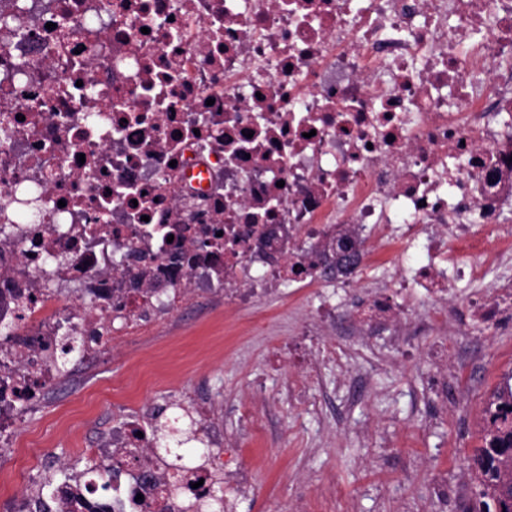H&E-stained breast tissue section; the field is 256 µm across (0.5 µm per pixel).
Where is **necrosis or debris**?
<instances>
[{
	"label": "necrosis or debris",
	"instance_id": "4bbe7bcc",
	"mask_svg": "<svg viewBox=\"0 0 512 512\" xmlns=\"http://www.w3.org/2000/svg\"><path fill=\"white\" fill-rule=\"evenodd\" d=\"M0 440L54 377L49 347L311 283L350 236L358 270L394 243L400 279L448 293L453 254L512 202V0H0ZM469 44L470 56L459 53ZM219 237H211V230ZM137 250L153 279L121 264ZM257 276L244 281L245 268ZM147 438L128 512H182Z\"/></svg>",
	"mask_w": 512,
	"mask_h": 512
}]
</instances>
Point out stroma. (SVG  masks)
<instances>
[{"mask_svg": "<svg viewBox=\"0 0 512 512\" xmlns=\"http://www.w3.org/2000/svg\"><path fill=\"white\" fill-rule=\"evenodd\" d=\"M402 273L379 261L350 288L283 283L239 307L198 293L101 355L57 366L0 446V512H36L50 480L83 483L90 464L111 465L124 418L187 425L183 407L167 405L175 394L183 406L211 397L252 470V489L224 492L214 512L227 500L233 512H471L485 404L512 379V248L486 260L482 280L453 278L442 303L398 290ZM375 294L391 297L405 325L439 323L400 338L368 325ZM477 295L502 307L497 321L476 316ZM325 301L337 324L319 318Z\"/></svg>", "mask_w": 512, "mask_h": 512, "instance_id": "1", "label": "stroma"}]
</instances>
